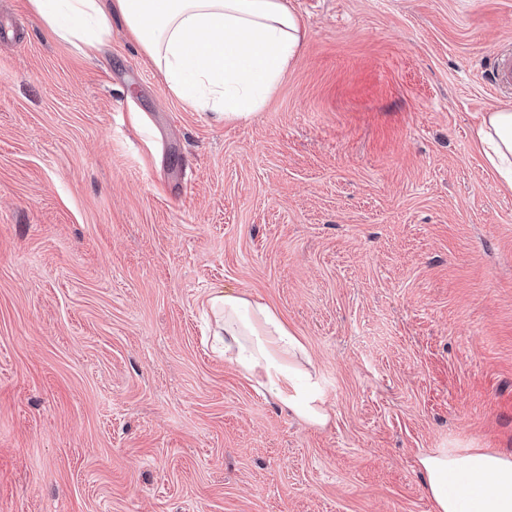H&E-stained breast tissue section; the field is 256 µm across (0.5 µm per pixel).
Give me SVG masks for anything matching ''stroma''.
Returning a JSON list of instances; mask_svg holds the SVG:
<instances>
[{
	"instance_id": "1",
	"label": "stroma",
	"mask_w": 512,
	"mask_h": 512,
	"mask_svg": "<svg viewBox=\"0 0 512 512\" xmlns=\"http://www.w3.org/2000/svg\"><path fill=\"white\" fill-rule=\"evenodd\" d=\"M248 120L173 96L120 17L89 58L0 0V512H433L435 448L512 454V190L476 137L512 0H286ZM274 306L313 428L205 340Z\"/></svg>"
}]
</instances>
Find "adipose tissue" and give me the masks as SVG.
Instances as JSON below:
<instances>
[{"instance_id": "1", "label": "adipose tissue", "mask_w": 512, "mask_h": 512, "mask_svg": "<svg viewBox=\"0 0 512 512\" xmlns=\"http://www.w3.org/2000/svg\"><path fill=\"white\" fill-rule=\"evenodd\" d=\"M53 34L97 54L120 16L163 72L171 94L214 120L237 123L278 86L305 37L285 0H28ZM485 157L512 189V109L481 117ZM215 341L229 361L312 427L331 420L328 397L303 340L270 304L221 289L206 300ZM433 512H512V455L490 448H437L421 455Z\"/></svg>"}]
</instances>
